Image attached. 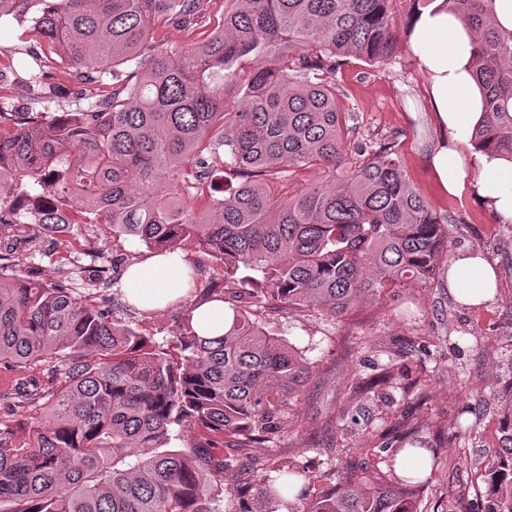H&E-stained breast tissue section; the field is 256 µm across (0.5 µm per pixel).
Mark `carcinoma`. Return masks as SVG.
<instances>
[{"mask_svg":"<svg viewBox=\"0 0 512 512\" xmlns=\"http://www.w3.org/2000/svg\"><path fill=\"white\" fill-rule=\"evenodd\" d=\"M0 0V18L30 23L71 65L69 112L18 111L0 98V212L10 193L51 181L55 205L35 223L102 218L116 237L153 253L191 244L222 284L195 303L224 302V334L198 335L186 314L176 351L57 283L0 265V365L58 359L63 376L26 374L0 394V512H222L221 477L234 451L296 428L311 376L304 352L250 313L334 320L368 298L448 271V224L411 184L398 132H360L357 112L328 80L347 57L384 64L396 52L395 0ZM478 42L473 75L483 112L474 144L512 160V32L494 0H446ZM211 28L179 50L151 43L156 22ZM26 83L46 84L41 56ZM304 171L318 178L296 191ZM193 438L170 447L174 429ZM416 468L438 457L387 444L350 456L321 489L288 464L251 474L229 512H417L415 477L366 484L367 458ZM491 474L493 508L512 512V448ZM295 500H289L293 489Z\"/></svg>","mask_w":512,"mask_h":512,"instance_id":"1","label":"carcinoma"}]
</instances>
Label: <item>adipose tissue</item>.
Instances as JSON below:
<instances>
[{"label": "adipose tissue", "instance_id": "adipose-tissue-1", "mask_svg": "<svg viewBox=\"0 0 512 512\" xmlns=\"http://www.w3.org/2000/svg\"><path fill=\"white\" fill-rule=\"evenodd\" d=\"M409 45L425 79L441 134L431 165L442 189L470 194L505 220H512V162L496 153L474 150L472 130L481 116V94L472 71L470 31L444 0L417 12L410 22ZM183 252L149 255L125 276L126 294L137 309L155 313L187 294ZM448 291L467 310H480L497 297L496 272L482 256L456 253L448 266Z\"/></svg>", "mask_w": 512, "mask_h": 512}]
</instances>
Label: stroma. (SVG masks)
Here are the masks:
<instances>
[{"mask_svg": "<svg viewBox=\"0 0 512 512\" xmlns=\"http://www.w3.org/2000/svg\"><path fill=\"white\" fill-rule=\"evenodd\" d=\"M12 60L16 80L14 103L30 102L25 83L28 53L36 45L24 25L0 22V49ZM336 85L346 93L344 104L356 109L363 133L400 132L399 154L418 191L441 213L454 218L448 227V250L483 252L499 276V295L488 309L468 313L449 296L445 282L411 283L383 298L362 303L336 323L310 316L270 315L253 305L256 317L272 332L303 349L312 376L299 396L296 430L275 440L240 449V466L225 470L223 487H246L252 470L288 463L315 473L340 474L347 451L368 445L364 424L381 409L365 403L359 426L337 420L353 390L369 379H381L384 345L414 342L415 351L392 367L394 378L407 384L425 382L429 398L408 396L395 403L406 411L410 428H394L405 442L420 441L433 448L439 464L415 494L419 512H472L489 506L488 464L495 460L504 436L512 435L507 410L512 407V224L468 195L445 193L428 163L440 131L434 120L425 80L407 36L399 38V54L389 65H368L351 58L336 72ZM0 235L11 239L22 261L14 275L61 282L96 301H111L112 285L99 281L101 268L113 260L141 256L145 246L133 238H116L112 229L97 224L70 225L63 237L41 235L29 225L5 224ZM489 400L491 407L466 439L454 435L460 410Z\"/></svg>", "mask_w": 512, "mask_h": 512, "instance_id": "35a3bbf8", "label": "stroma"}]
</instances>
